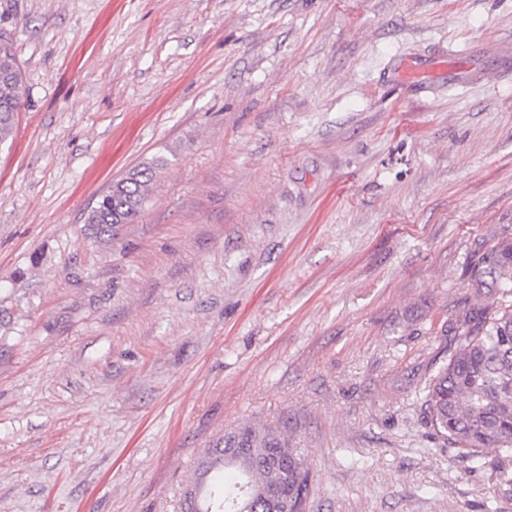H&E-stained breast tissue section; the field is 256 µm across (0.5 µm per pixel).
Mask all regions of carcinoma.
<instances>
[{
	"label": "carcinoma",
	"instance_id": "1",
	"mask_svg": "<svg viewBox=\"0 0 512 512\" xmlns=\"http://www.w3.org/2000/svg\"><path fill=\"white\" fill-rule=\"evenodd\" d=\"M22 73L12 45L0 42V146L13 138ZM167 160L155 157L114 182L88 215L95 236L112 237L131 224L149 201ZM478 299H505L512 289V239L497 237L469 268ZM455 343L433 364L418 389L426 424L440 447L471 470L488 472L492 496L485 512H498L500 496L512 495V303L472 308L449 325ZM250 450L254 463L242 468L226 454ZM314 476L301 449L277 426L224 436V446L199 453L182 512H307Z\"/></svg>",
	"mask_w": 512,
	"mask_h": 512
}]
</instances>
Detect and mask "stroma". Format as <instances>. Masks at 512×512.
Listing matches in <instances>:
<instances>
[{
  "label": "stroma",
  "mask_w": 512,
  "mask_h": 512,
  "mask_svg": "<svg viewBox=\"0 0 512 512\" xmlns=\"http://www.w3.org/2000/svg\"><path fill=\"white\" fill-rule=\"evenodd\" d=\"M0 39V512H181L245 425L286 426L308 512H483L415 392L512 237V0H0ZM22 73L12 45L0 42V146L13 138L14 113L20 106ZM167 164L164 157H154L112 184L87 218L95 237L112 239L118 225L131 224L138 218Z\"/></svg>",
  "instance_id": "obj_1"
}]
</instances>
